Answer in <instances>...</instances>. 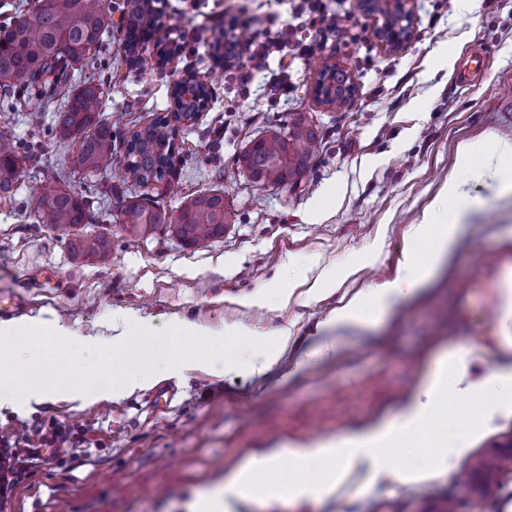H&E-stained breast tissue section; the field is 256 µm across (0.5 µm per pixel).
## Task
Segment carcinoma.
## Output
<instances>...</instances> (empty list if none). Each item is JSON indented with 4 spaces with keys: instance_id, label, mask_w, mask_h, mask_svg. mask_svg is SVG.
I'll list each match as a JSON object with an SVG mask.
<instances>
[{
    "instance_id": "carcinoma-1",
    "label": "carcinoma",
    "mask_w": 512,
    "mask_h": 512,
    "mask_svg": "<svg viewBox=\"0 0 512 512\" xmlns=\"http://www.w3.org/2000/svg\"><path fill=\"white\" fill-rule=\"evenodd\" d=\"M156 0H132L127 14L124 50L129 62L139 60L136 49L149 41L156 26ZM14 11L10 22L0 23V103L6 112L17 111L13 94L23 92L24 108L43 112L53 104L56 135L77 141V166L86 174L100 169L112 158V125L101 120L99 107L104 84L85 80L73 83L75 72L99 55L104 35L111 32L112 17L105 0H27L9 3ZM320 78L333 83L343 94L351 86L342 70L323 66ZM322 141L320 127L304 112H293L276 133L258 138L252 147L235 157L237 168L260 187L297 183L315 158ZM173 126L168 116L159 115L135 132L125 146L124 178L141 187L159 184L175 175ZM38 160L33 150H20L9 134L0 132V201L14 199L23 169ZM30 214L68 240L74 254L100 265L110 261L108 236L76 235L75 228L92 224L96 215L92 202L76 191L61 187L36 197ZM122 230L133 238L167 232L185 246H198L224 235L231 212L221 191H204L187 199L174 214L147 196L122 198L117 216ZM512 442L499 445L478 463L463 470L458 482L481 494L492 487L512 499L499 476Z\"/></svg>"
}]
</instances>
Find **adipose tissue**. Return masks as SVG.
Wrapping results in <instances>:
<instances>
[{"label": "adipose tissue", "mask_w": 512, "mask_h": 512, "mask_svg": "<svg viewBox=\"0 0 512 512\" xmlns=\"http://www.w3.org/2000/svg\"><path fill=\"white\" fill-rule=\"evenodd\" d=\"M442 196L447 218L439 224L413 225V246L404 251L398 274L358 291L336 307L328 326L362 329L379 321L413 293L444 257L452 255L467 201L461 183L454 179ZM473 362L472 352L465 350L434 356L423 369L419 388L394 420L374 423L343 438L253 452L243 464L225 472L219 489L198 492L196 512H242L257 501L326 500L354 488L412 485L450 475L485 427L512 414V364L503 363L493 377L475 379L470 373ZM452 394L467 403L479 402L482 408L478 417L457 413L465 432L453 442L447 434ZM407 443L422 449L424 464L395 462L391 448Z\"/></svg>", "instance_id": "1"}]
</instances>
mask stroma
I'll return each mask as SVG.
<instances>
[{"label":"stroma","mask_w":512,"mask_h":512,"mask_svg":"<svg viewBox=\"0 0 512 512\" xmlns=\"http://www.w3.org/2000/svg\"><path fill=\"white\" fill-rule=\"evenodd\" d=\"M109 3L114 30L81 75L110 86L100 110L116 143L111 161L95 176L78 174L79 146L56 138L55 112H0V132L34 145L40 156L21 175L14 201L0 203V320L39 316L107 340L117 319L134 313L217 331L234 321L261 331L285 326L291 340L263 377L202 370L165 376L177 395L156 410L147 387L116 401L92 392L81 403L0 409V512H193L198 490L222 484L255 449L342 437L394 419L440 352L466 349L482 373L497 371L504 323L487 309L502 303L493 282L500 260L512 253V194L494 173L468 175L456 147L487 135L512 144V0H475L468 9L455 0L441 14L433 0H415L414 37L390 54L377 45L359 0H328L332 15L310 54L293 62V91L285 99L259 79L241 91L218 66L210 36L219 26L240 33L251 16L288 19L289 0H164L163 27L181 34L183 48L161 67L148 52L140 63L127 62L119 25L130 4ZM446 49L458 55L454 66L446 64ZM476 57L484 60V76L469 72ZM331 58L356 90L329 109L317 101L314 84L320 62ZM188 72L210 87L211 103L180 127L177 173L160 200L175 212L191 196L218 189L235 222L223 237L196 247L166 234L126 236L116 222L119 200L142 189L123 181L121 143L170 111V85ZM291 112L309 113L320 126V150L299 184L257 187L234 158ZM452 177L463 182L471 206L450 260L382 320L348 332L336 358L313 355L323 338L319 324L343 296L397 275L410 226ZM63 185L92 198L97 221L80 231L108 235L109 266L74 258L59 232L28 217L31 200ZM374 241L382 245L378 260L359 265ZM313 255L320 258L315 271ZM346 264L355 271L334 293L307 301L318 272ZM288 286L294 292L285 300L280 291ZM260 289L267 306L240 305ZM54 424L89 431L99 449L68 448L16 473L11 442ZM454 484L445 477L382 485L342 507L257 502L248 512H424L445 504Z\"/></svg>","instance_id":"obj_1"}]
</instances>
